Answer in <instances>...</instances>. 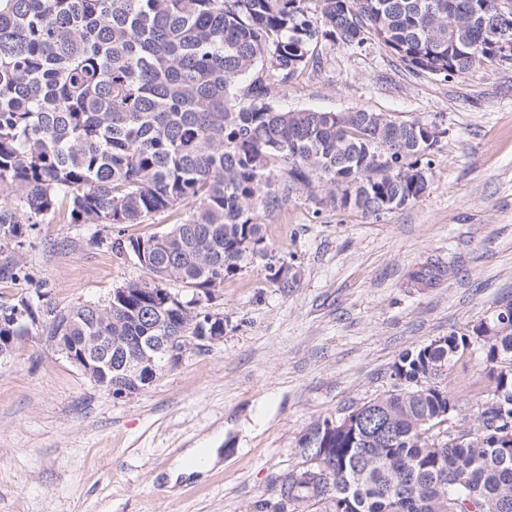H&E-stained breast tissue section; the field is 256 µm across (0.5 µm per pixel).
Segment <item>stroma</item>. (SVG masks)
<instances>
[{
  "label": "stroma",
  "instance_id": "obj_1",
  "mask_svg": "<svg viewBox=\"0 0 512 512\" xmlns=\"http://www.w3.org/2000/svg\"><path fill=\"white\" fill-rule=\"evenodd\" d=\"M319 70L277 88L288 110L365 108L442 122L423 196L382 218L316 209L290 195L264 216L268 252L294 264L283 293L257 259L227 278L213 312L220 342L124 397L94 385L44 339L0 358V512H291L282 478L316 420L342 417L391 387L392 364L451 332L472 333L512 302V66L475 64L440 81L404 70L378 43L323 46ZM116 228L41 217L0 265V298L41 290L58 307L106 304L147 274L112 251ZM438 266L429 286L415 272ZM187 448L222 466L170 483Z\"/></svg>",
  "mask_w": 512,
  "mask_h": 512
}]
</instances>
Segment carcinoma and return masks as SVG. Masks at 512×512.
Wrapping results in <instances>:
<instances>
[{
	"label": "carcinoma",
	"instance_id": "cac0c4a2",
	"mask_svg": "<svg viewBox=\"0 0 512 512\" xmlns=\"http://www.w3.org/2000/svg\"><path fill=\"white\" fill-rule=\"evenodd\" d=\"M450 13L465 54L451 47ZM371 40L406 71L446 81L496 59L512 24L494 0H0V247L61 208L74 224L119 227L189 205L165 232L113 240L150 280L124 285L97 317L39 290L1 301L0 355L22 336L104 335L126 348L222 336L224 319L204 316L211 289L253 258L282 290L299 285L279 278L261 222L291 194L376 218L422 197L442 124L275 100L318 66L319 47ZM170 281L192 305L164 303ZM443 341L399 356L367 419L312 424L300 453L323 463L282 479L293 512H512V327ZM475 346L485 367L468 381V420L448 378ZM182 354H157V373Z\"/></svg>",
	"mask_w": 512,
	"mask_h": 512
}]
</instances>
